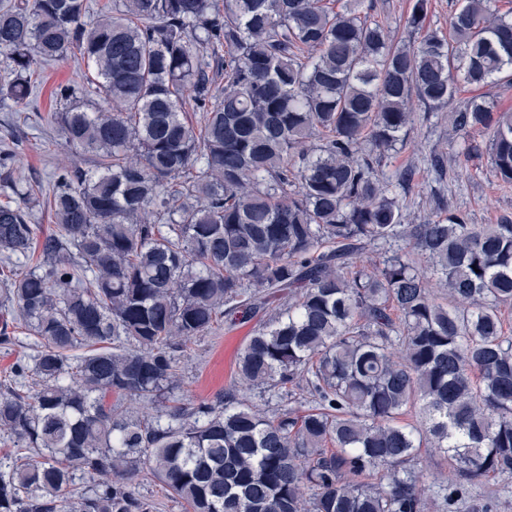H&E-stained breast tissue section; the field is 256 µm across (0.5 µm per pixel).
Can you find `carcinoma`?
Returning <instances> with one entry per match:
<instances>
[{
	"label": "carcinoma",
	"mask_w": 512,
	"mask_h": 512,
	"mask_svg": "<svg viewBox=\"0 0 512 512\" xmlns=\"http://www.w3.org/2000/svg\"><path fill=\"white\" fill-rule=\"evenodd\" d=\"M363 8L112 0L92 19L89 0H0V99L32 106L33 65L78 52L88 73L56 88L54 120L97 160L55 169L46 196L0 144L17 196L0 202V285L33 338L0 327L20 348L0 380V435L20 448L0 463V512H153L131 489L143 470L185 512H490L473 488L509 486L512 219L470 224L439 197L446 215L405 224L411 172L379 166L412 100L447 112L461 84H512V11L462 0L444 33L413 0L417 39L396 42ZM448 118L487 133L512 183V111L479 94ZM42 200L53 233L32 223ZM258 308L232 391L177 395L180 353ZM256 390L313 405L271 413ZM411 409L419 425H397ZM425 442L452 479L422 485Z\"/></svg>",
	"instance_id": "carcinoma-1"
}]
</instances>
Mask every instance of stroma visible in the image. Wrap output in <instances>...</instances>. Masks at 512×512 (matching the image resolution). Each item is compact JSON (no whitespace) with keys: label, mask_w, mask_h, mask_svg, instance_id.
I'll use <instances>...</instances> for the list:
<instances>
[{"label":"stroma","mask_w":512,"mask_h":512,"mask_svg":"<svg viewBox=\"0 0 512 512\" xmlns=\"http://www.w3.org/2000/svg\"><path fill=\"white\" fill-rule=\"evenodd\" d=\"M412 0H365L370 19L384 24L398 40L410 39L405 19ZM85 62L77 55L50 62L36 69L37 106L22 108L12 102H0V139L8 129L22 135L23 173L47 181L55 167L79 165L89 169L91 157H79L65 146L58 126L51 118L56 109L55 89L62 84L83 81ZM413 124L406 135L405 147L389 154L382 163L386 175L412 170L413 180L400 199L406 223H419L429 216L434 194L445 197L451 209L472 224H496L512 218V185L498 181L491 165L489 143L483 134H471L479 152L465 166L449 164L445 179H438L429 165L435 151H451L459 138L451 131L444 113L428 110L413 102ZM260 324L259 318L228 317L219 334L194 340L179 360L180 392L194 401H209L226 391L234 377L238 357Z\"/></svg>","instance_id":"1"}]
</instances>
